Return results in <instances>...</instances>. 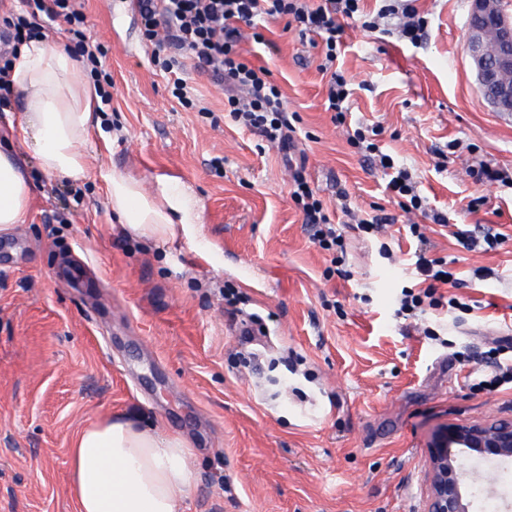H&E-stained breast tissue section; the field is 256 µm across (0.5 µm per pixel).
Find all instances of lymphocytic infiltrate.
I'll use <instances>...</instances> for the list:
<instances>
[{"label": "lymphocytic infiltrate", "instance_id": "lymphocytic-infiltrate-1", "mask_svg": "<svg viewBox=\"0 0 512 512\" xmlns=\"http://www.w3.org/2000/svg\"><path fill=\"white\" fill-rule=\"evenodd\" d=\"M142 36L152 49V63L163 73L179 104L195 109L199 101L188 90L182 74L186 67L222 83L224 110L235 124L248 129L270 146L284 150L292 143L293 126L288 120V100L273 80L271 71L257 65L242 46L245 39L264 43L266 22L285 20L299 37H318L321 57L318 69L327 78L326 98L332 120L346 121L350 96L349 81L337 70V49L345 32V20L360 19L364 29L379 28L392 22L396 33L411 43L425 40L429 21L415 0H383L377 13L364 9L363 0H136ZM63 25L89 72L102 103H110L112 75L105 66L107 51L91 31L86 14L76 0H26L25 12L0 19V109L10 103L7 76L17 47L23 41L43 36L45 23ZM378 128L357 127L351 141L389 172L388 189L405 213L422 210L423 200L410 171L397 165L391 155L381 151L375 137ZM292 199L302 211L313 242L332 254L346 251L343 225L332 223L320 198L310 186L304 166L291 171ZM420 247L414 255L417 285L403 287L398 297V317L409 319L436 309L442 287L457 285L447 260L429 257L427 238L420 225L409 227ZM491 370H477L474 390L495 393L512 385V342L502 341L486 352Z\"/></svg>", "mask_w": 512, "mask_h": 512}]
</instances>
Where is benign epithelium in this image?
<instances>
[{
  "instance_id": "obj_1",
  "label": "benign epithelium",
  "mask_w": 512,
  "mask_h": 512,
  "mask_svg": "<svg viewBox=\"0 0 512 512\" xmlns=\"http://www.w3.org/2000/svg\"><path fill=\"white\" fill-rule=\"evenodd\" d=\"M466 51L477 86L494 111L512 114V14L500 0H471ZM452 447L482 458L512 457V419L459 423L434 436L430 448L429 495L426 512H469L463 502V463Z\"/></svg>"
}]
</instances>
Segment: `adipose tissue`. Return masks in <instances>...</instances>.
I'll return each instance as SVG.
<instances>
[{"label": "adipose tissue", "instance_id": "adipose-tissue-1", "mask_svg": "<svg viewBox=\"0 0 512 512\" xmlns=\"http://www.w3.org/2000/svg\"><path fill=\"white\" fill-rule=\"evenodd\" d=\"M9 87L25 110L11 131L33 151L46 175L79 184L89 176L82 147L101 130V98L82 63L45 39L17 49ZM108 205L130 235L156 241L190 233L202 216L175 178L159 174L152 189L102 168ZM34 186L11 149L0 148V230L28 215ZM188 441L126 415L87 424L70 448V491L76 512H181L192 487Z\"/></svg>", "mask_w": 512, "mask_h": 512}]
</instances>
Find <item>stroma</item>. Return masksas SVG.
<instances>
[{
    "mask_svg": "<svg viewBox=\"0 0 512 512\" xmlns=\"http://www.w3.org/2000/svg\"><path fill=\"white\" fill-rule=\"evenodd\" d=\"M80 3L108 48L112 108L104 138L85 148L84 183L42 174L30 148L13 144L35 196L24 222L0 231V512H74L72 439L116 414L188 440L186 512H424L433 435L512 417V391L472 390L475 364L462 358L512 339V189L469 174L485 162L512 175V116L476 87L470 0H418L429 28L417 48L348 22L336 61L351 82L352 122L380 125V145L411 170L425 209L508 236L497 250L468 252L445 230L431 233L430 256L457 259L455 294L472 310L421 321L394 315L415 244L387 177L325 110L319 49L280 20L270 44L251 47L288 100L296 150L332 221L347 203L392 216L400 231L387 260L347 230L350 281L310 240L282 153L226 118L209 77L187 72L209 111H184L121 0ZM102 167L148 187L158 174L178 178L199 201V230L162 244L122 233L94 176ZM71 250L94 283H58ZM228 284L244 313L265 319L253 342H241L225 308ZM451 454L472 473L470 512L489 502L512 512V458ZM486 469L495 488L482 483Z\"/></svg>",
    "mask_w": 512,
    "mask_h": 512,
    "instance_id": "stroma-1",
    "label": "stroma"
}]
</instances>
